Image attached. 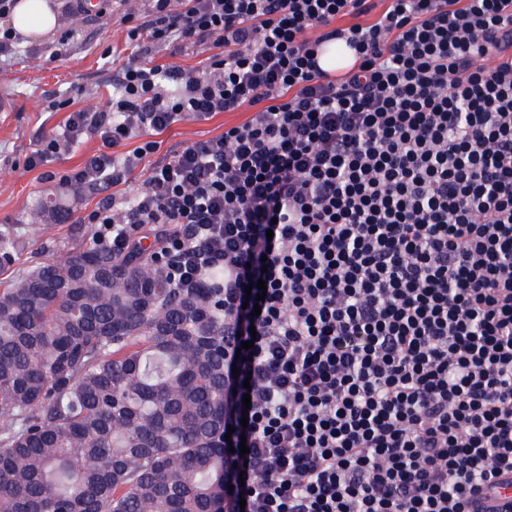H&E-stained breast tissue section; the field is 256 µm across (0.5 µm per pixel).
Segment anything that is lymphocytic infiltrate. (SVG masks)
<instances>
[{
  "mask_svg": "<svg viewBox=\"0 0 512 512\" xmlns=\"http://www.w3.org/2000/svg\"><path fill=\"white\" fill-rule=\"evenodd\" d=\"M127 38L28 165L99 138L58 182L101 195L83 223L116 254L158 225L175 286L223 289L224 512H512L477 504L512 475V0H152ZM243 106L117 201L158 134ZM353 61V53L340 40L329 43L320 57L321 66L327 70L349 68ZM210 51L203 47L195 46L184 49L181 53L172 56L167 45H161L152 55L153 64L167 66L169 64H179L185 68L201 69Z\"/></svg>",
  "mask_w": 512,
  "mask_h": 512,
  "instance_id": "obj_1",
  "label": "lymphocytic infiltrate"
}]
</instances>
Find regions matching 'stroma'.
Masks as SVG:
<instances>
[{
  "instance_id": "1",
  "label": "stroma",
  "mask_w": 512,
  "mask_h": 512,
  "mask_svg": "<svg viewBox=\"0 0 512 512\" xmlns=\"http://www.w3.org/2000/svg\"><path fill=\"white\" fill-rule=\"evenodd\" d=\"M144 8L145 0H128L115 6L112 14L78 28L62 19L58 32L65 35L66 43L56 59H49L44 44L36 42L20 43L15 54L0 59V98H9L12 105L11 111L0 112V228L12 227L17 234L19 266L60 259L72 242L89 239L97 230L79 218L96 207L98 195L62 191L55 177L79 168L98 151L99 139L87 136L61 158L34 169L27 159L67 120V110L48 109L49 100L68 98L83 107L103 104L112 93V78L131 53L120 19L127 12L142 15ZM249 116L244 107L207 120L185 119L158 135L160 147L145 162L167 160L187 144L219 135ZM42 205L68 209L72 216L47 233L35 232L32 213Z\"/></svg>"
}]
</instances>
